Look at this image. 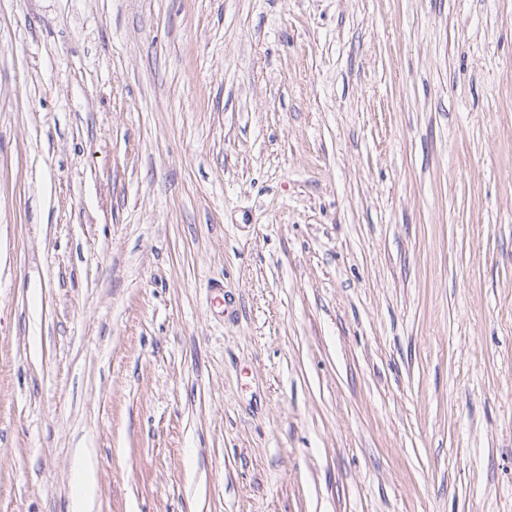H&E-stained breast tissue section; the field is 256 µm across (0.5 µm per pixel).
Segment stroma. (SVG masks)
<instances>
[{
  "mask_svg": "<svg viewBox=\"0 0 512 512\" xmlns=\"http://www.w3.org/2000/svg\"><path fill=\"white\" fill-rule=\"evenodd\" d=\"M512 512V0H0V512Z\"/></svg>",
  "mask_w": 512,
  "mask_h": 512,
  "instance_id": "obj_1",
  "label": "stroma"
}]
</instances>
